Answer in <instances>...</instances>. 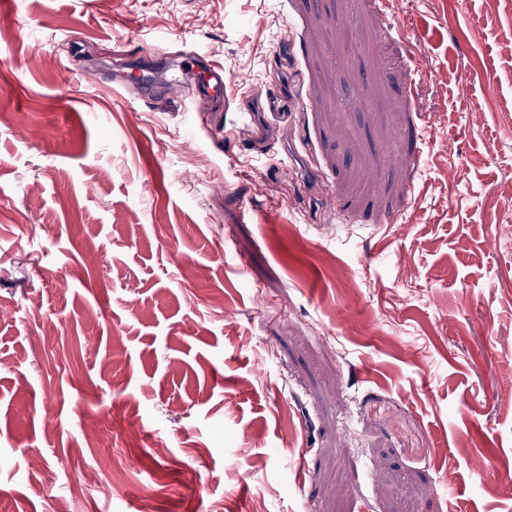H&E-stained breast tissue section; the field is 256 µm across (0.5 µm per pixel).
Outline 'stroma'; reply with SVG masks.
<instances>
[{"instance_id": "stroma-1", "label": "stroma", "mask_w": 512, "mask_h": 512, "mask_svg": "<svg viewBox=\"0 0 512 512\" xmlns=\"http://www.w3.org/2000/svg\"><path fill=\"white\" fill-rule=\"evenodd\" d=\"M511 43L512 0H0V512H512ZM224 65L219 62L207 60L205 64V76L197 101L205 104L209 99L224 98Z\"/></svg>"}]
</instances>
